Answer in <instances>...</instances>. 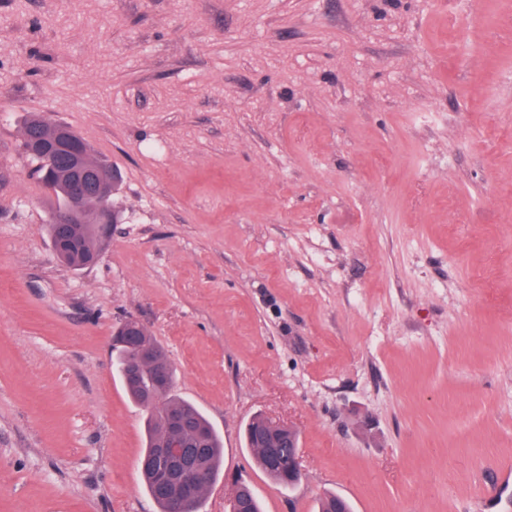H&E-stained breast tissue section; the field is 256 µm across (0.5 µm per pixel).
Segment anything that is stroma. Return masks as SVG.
<instances>
[{
  "label": "stroma",
  "instance_id": "35a3bbf8",
  "mask_svg": "<svg viewBox=\"0 0 512 512\" xmlns=\"http://www.w3.org/2000/svg\"><path fill=\"white\" fill-rule=\"evenodd\" d=\"M0 0V512H157L138 320L264 512H479L512 471V0ZM120 176L74 271L29 114ZM295 427L280 489L244 447ZM259 415L254 416L245 426L244 442L245 447L252 451L258 467L265 475L284 490L290 491L295 486L293 478L301 476L299 466V451L290 454L291 448L297 451L300 445L295 446L296 430L289 424L273 420L263 416V426L258 428L259 440L265 448H268L270 457L275 463H279L285 457V448H288V465L273 469L268 463L266 449L259 448L255 440V430L261 421ZM288 471L292 475H288Z\"/></svg>",
  "mask_w": 512,
  "mask_h": 512
}]
</instances>
